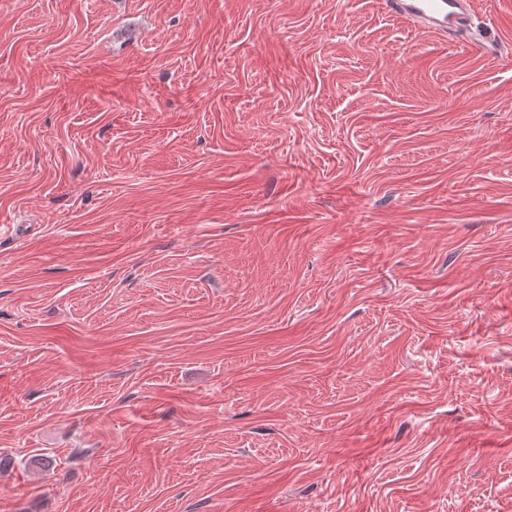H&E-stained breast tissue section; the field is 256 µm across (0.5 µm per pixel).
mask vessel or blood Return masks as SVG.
Returning <instances> with one entry per match:
<instances>
[{
    "mask_svg": "<svg viewBox=\"0 0 512 512\" xmlns=\"http://www.w3.org/2000/svg\"><path fill=\"white\" fill-rule=\"evenodd\" d=\"M383 5L389 15L407 18L421 29L456 43L471 42L485 54H495L499 48L498 41L488 35L469 41L472 0H383Z\"/></svg>",
    "mask_w": 512,
    "mask_h": 512,
    "instance_id": "b4317fda",
    "label": "vessel or blood"
}]
</instances>
